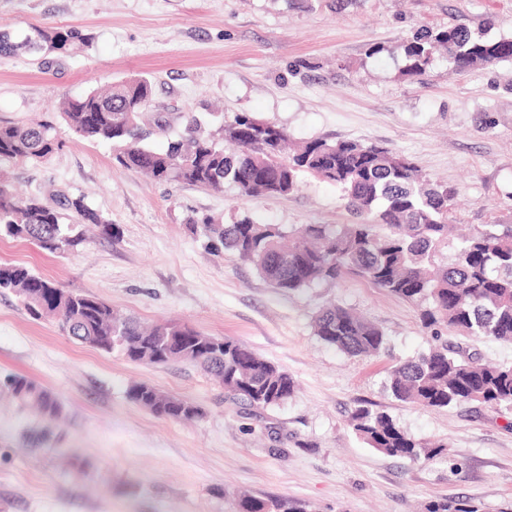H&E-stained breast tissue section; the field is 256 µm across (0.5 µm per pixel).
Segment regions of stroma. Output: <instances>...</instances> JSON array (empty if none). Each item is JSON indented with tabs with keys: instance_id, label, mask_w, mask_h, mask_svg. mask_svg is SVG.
I'll list each match as a JSON object with an SVG mask.
<instances>
[{
	"instance_id": "obj_1",
	"label": "stroma",
	"mask_w": 512,
	"mask_h": 512,
	"mask_svg": "<svg viewBox=\"0 0 512 512\" xmlns=\"http://www.w3.org/2000/svg\"><path fill=\"white\" fill-rule=\"evenodd\" d=\"M458 24L512 39V0H0L1 30L72 27L90 38L47 59L0 57V120L53 124L60 143L45 161L0 168L47 203L85 196L119 228L67 257L0 236V264L27 266L146 324L176 320L243 342L296 383L283 404L252 408L192 363L103 353L0 295V380L28 376L66 412L35 445L43 418L0 390V512H236L244 491L288 497L306 512H421L442 497L483 512L512 507L506 416L474 403H403L386 385L391 361L433 342L415 305L351 273L280 291L188 223L347 224L339 189L307 175L291 195L246 200L230 185L158 182L120 164L109 144L78 138L59 115L66 99L142 75L153 84L151 112L167 121L150 148H166L190 119L213 130L245 113L297 144L358 140L406 155L457 189L455 223L512 224V61L459 73L439 56L413 81L391 52L418 28ZM486 113L493 127L482 126ZM331 303L383 328L388 354L356 358L322 343L312 320ZM135 383L198 406L200 417L178 422L132 403ZM361 402L444 453L413 463L372 448L349 423ZM76 457L84 471L72 467Z\"/></svg>"
}]
</instances>
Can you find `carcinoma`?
<instances>
[{
  "mask_svg": "<svg viewBox=\"0 0 512 512\" xmlns=\"http://www.w3.org/2000/svg\"><path fill=\"white\" fill-rule=\"evenodd\" d=\"M86 37L76 28L33 27L18 38L0 32V56L66 51ZM445 51L458 70L493 67L512 60V39H488L454 25L423 28L392 47L402 55L403 75L424 77L433 56ZM153 84L145 77L121 80L104 91L71 99L61 118L80 137L107 142L124 166L156 180L181 182L212 190L234 186L244 198L286 196L311 174L344 194L356 217L350 224H303L286 233L274 224L249 217L230 224L210 218L191 219L208 235L211 247L231 251L252 263L273 287L295 292L345 273L420 307L424 327L434 344L415 359L397 361L389 371L395 399L440 409L477 403L512 411V365L481 364L459 346L441 340L446 329L465 339L512 341V225L486 224L458 241H448V216L456 190L425 179L408 158L359 141L313 140L288 147L282 128L239 114L219 134L237 151L226 153L211 135L191 120L183 135L167 149L151 150L143 141L141 118L150 106ZM59 148L53 126L24 127L0 122V163L40 161ZM93 224L105 238L118 227L91 208L82 195L63 197L60 209L38 197L23 198L0 175V236L24 239L56 256L75 255L89 244L83 225ZM0 293L17 296L35 320L58 319L66 335L105 353L110 340L125 337L120 351L144 365L194 363L224 389L256 407L278 406L295 389L288 373L231 338L208 336L189 326L163 322L144 326L116 312L91 293L68 291L20 265H0ZM325 344L351 357H374L388 351V339L375 324L340 305H328L313 321ZM4 387L22 404H34L48 423L60 419L65 407L52 391L24 375L8 377ZM127 396L152 412L175 421H191L199 407L181 416L186 401L139 383ZM354 430L381 452L417 463L443 454L444 446L426 448L409 437L385 412L358 406L350 414ZM238 512H306L287 498L242 495ZM426 512H481L463 498L428 502Z\"/></svg>",
  "mask_w": 512,
  "mask_h": 512,
  "instance_id": "carcinoma-1",
  "label": "carcinoma"
}]
</instances>
